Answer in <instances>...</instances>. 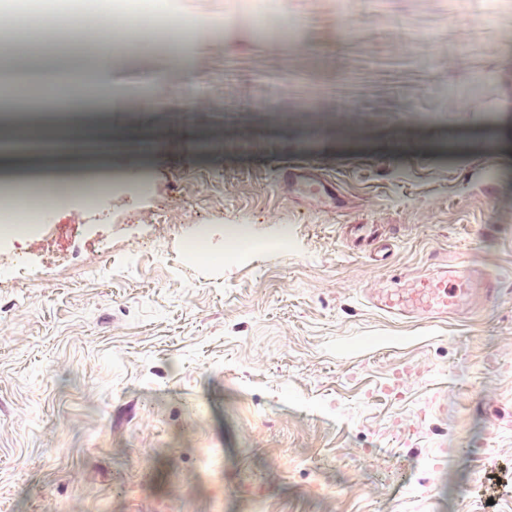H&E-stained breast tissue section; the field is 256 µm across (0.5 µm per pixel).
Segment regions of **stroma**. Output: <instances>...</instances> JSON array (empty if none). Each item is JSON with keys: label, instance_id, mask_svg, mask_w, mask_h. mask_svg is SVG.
Instances as JSON below:
<instances>
[{"label": "stroma", "instance_id": "1", "mask_svg": "<svg viewBox=\"0 0 512 512\" xmlns=\"http://www.w3.org/2000/svg\"><path fill=\"white\" fill-rule=\"evenodd\" d=\"M167 7L192 27L99 5L145 47L106 77L145 150L0 236V512H512V6L275 0L263 37L237 0ZM231 102L274 115L215 124ZM444 259L497 298L437 323L366 302ZM291 183H295L303 193L317 197L333 194L331 186L324 180L321 174L313 172L308 167H290Z\"/></svg>", "mask_w": 512, "mask_h": 512}]
</instances>
